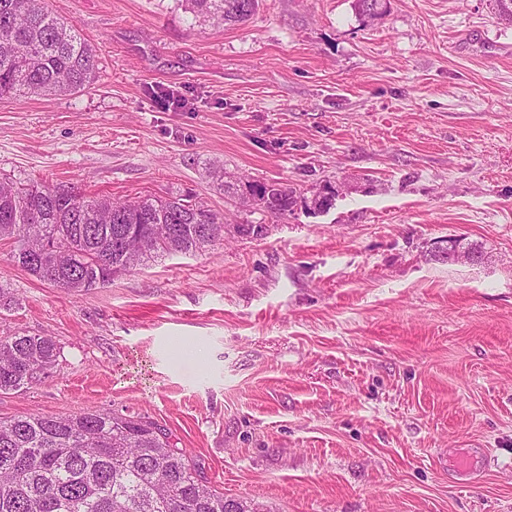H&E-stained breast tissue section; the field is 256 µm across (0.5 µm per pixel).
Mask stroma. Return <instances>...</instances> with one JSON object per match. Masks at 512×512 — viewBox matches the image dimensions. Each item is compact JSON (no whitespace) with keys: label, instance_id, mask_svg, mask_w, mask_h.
I'll list each match as a JSON object with an SVG mask.
<instances>
[{"label":"stroma","instance_id":"stroma-1","mask_svg":"<svg viewBox=\"0 0 512 512\" xmlns=\"http://www.w3.org/2000/svg\"><path fill=\"white\" fill-rule=\"evenodd\" d=\"M261 0L242 26L176 0H45L90 88L0 96V178L128 200L185 192L228 224L194 255L69 292L0 243L49 336L0 418L110 409L167 429L202 480L264 512H512V24L493 0ZM282 183L276 219L211 176ZM329 210L304 206L323 184ZM480 265L439 261L449 238ZM480 449V476L455 467Z\"/></svg>","mask_w":512,"mask_h":512}]
</instances>
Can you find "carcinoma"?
Returning <instances> with one entry per match:
<instances>
[{
	"label": "carcinoma",
	"instance_id": "carcinoma-1",
	"mask_svg": "<svg viewBox=\"0 0 512 512\" xmlns=\"http://www.w3.org/2000/svg\"><path fill=\"white\" fill-rule=\"evenodd\" d=\"M198 22L236 26L259 0H177ZM97 60L44 0H0V96L71 94L91 85ZM265 213L298 205L279 182ZM211 236L204 238L205 225ZM224 218L188 194L134 200L87 197L72 186L0 181V241L39 280L73 292L133 267L193 254L223 240ZM60 356L48 336L0 337V394L49 376ZM224 493L200 484L196 464L153 421L105 410L0 419V512H228Z\"/></svg>",
	"mask_w": 512,
	"mask_h": 512
}]
</instances>
